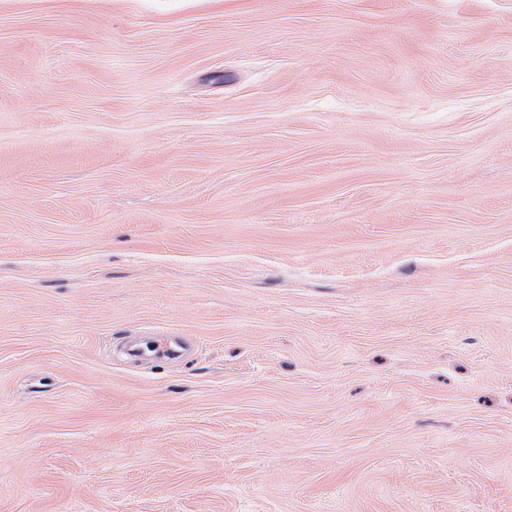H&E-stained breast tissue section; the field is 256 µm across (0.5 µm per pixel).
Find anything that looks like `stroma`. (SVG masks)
<instances>
[{"label":"stroma","mask_w":512,"mask_h":512,"mask_svg":"<svg viewBox=\"0 0 512 512\" xmlns=\"http://www.w3.org/2000/svg\"><path fill=\"white\" fill-rule=\"evenodd\" d=\"M0 512H512V0H0Z\"/></svg>","instance_id":"1"}]
</instances>
